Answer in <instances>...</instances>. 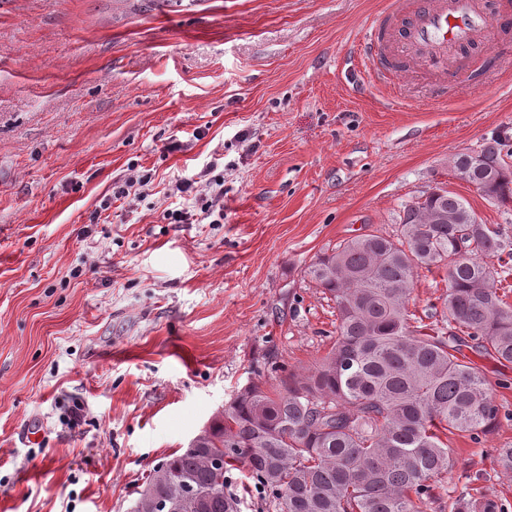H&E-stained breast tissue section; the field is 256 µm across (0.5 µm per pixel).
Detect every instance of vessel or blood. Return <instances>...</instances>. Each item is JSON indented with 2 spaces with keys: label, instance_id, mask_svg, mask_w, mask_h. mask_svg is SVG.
<instances>
[{
  "label": "vessel or blood",
  "instance_id": "b4317fda",
  "mask_svg": "<svg viewBox=\"0 0 512 512\" xmlns=\"http://www.w3.org/2000/svg\"><path fill=\"white\" fill-rule=\"evenodd\" d=\"M490 19L487 0H418L395 35L398 58L444 65L449 82H456L458 71L449 67V60L461 46L479 43ZM383 36L381 19H373L363 33L359 54L366 78L388 84L395 74L393 63L383 56Z\"/></svg>",
  "mask_w": 512,
  "mask_h": 512
}]
</instances>
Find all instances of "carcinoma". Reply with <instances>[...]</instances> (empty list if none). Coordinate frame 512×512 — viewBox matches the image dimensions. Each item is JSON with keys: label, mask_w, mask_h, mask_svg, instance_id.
Returning a JSON list of instances; mask_svg holds the SVG:
<instances>
[{"label": "carcinoma", "mask_w": 512, "mask_h": 512, "mask_svg": "<svg viewBox=\"0 0 512 512\" xmlns=\"http://www.w3.org/2000/svg\"><path fill=\"white\" fill-rule=\"evenodd\" d=\"M480 153L496 162L469 170L486 199L512 204V145L496 138ZM499 230L477 223L470 204L445 187L403 207L394 234H366L323 250L305 274L336 308V338L311 374L289 373L275 386L250 382L224 405L201 446L155 467L139 501L181 496L189 481L201 509L239 512L226 492L235 464L245 467L275 512H424L448 494L453 467L447 434L472 441L499 422L483 371L463 347L512 363V306L495 268ZM444 272L440 328L413 324L409 309L418 271ZM224 456V471L211 464ZM450 512H505L489 500L457 497Z\"/></svg>", "instance_id": "obj_1"}]
</instances>
